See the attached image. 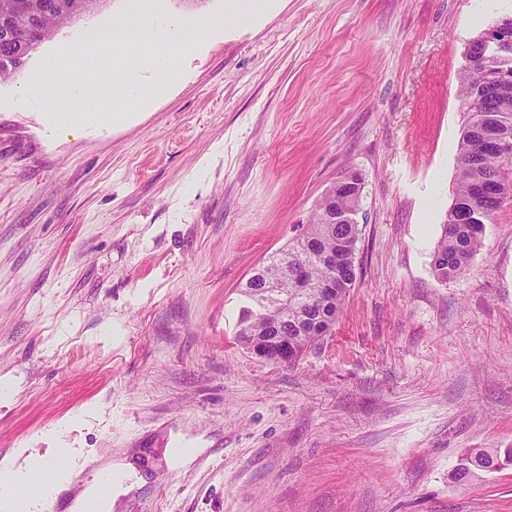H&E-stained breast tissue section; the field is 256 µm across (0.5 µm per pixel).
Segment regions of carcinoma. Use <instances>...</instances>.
Masks as SVG:
<instances>
[{"label": "carcinoma", "mask_w": 512, "mask_h": 512, "mask_svg": "<svg viewBox=\"0 0 512 512\" xmlns=\"http://www.w3.org/2000/svg\"><path fill=\"white\" fill-rule=\"evenodd\" d=\"M14 2L0 0V80L13 76L31 52L57 30L97 11L105 0H29L25 7H17ZM30 30L38 33L34 42L26 38ZM498 79L504 89L500 108L495 112L475 109L477 101ZM458 95L470 111L458 142L455 207L441 225L432 259L434 274L444 282L462 275L481 246L485 225L466 223L477 205L478 185L489 186L495 177L508 180L492 150L477 154L476 140L512 139V57L491 58L482 66L463 71ZM360 201L358 190L353 195L340 192L333 202L325 198L318 203L304 234L288 245L298 268L280 282L281 305L256 308L253 294L261 285V277L248 278L240 290L243 305L238 313L237 340L241 345L246 347L257 340L273 347L283 341L297 357L317 340L308 327H298L311 311L298 308L294 300L303 297L316 307L329 299V288L334 283L336 308H341L356 280L359 225L353 220Z\"/></svg>", "instance_id": "1"}]
</instances>
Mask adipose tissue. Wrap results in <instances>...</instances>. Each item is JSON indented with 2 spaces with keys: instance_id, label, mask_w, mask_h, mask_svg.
<instances>
[{
  "instance_id": "obj_1",
  "label": "adipose tissue",
  "mask_w": 512,
  "mask_h": 512,
  "mask_svg": "<svg viewBox=\"0 0 512 512\" xmlns=\"http://www.w3.org/2000/svg\"><path fill=\"white\" fill-rule=\"evenodd\" d=\"M216 29L213 21L173 20L157 25L149 16L104 26L103 36L86 32L71 57L86 75L98 72V50L111 48L145 59L148 69L169 68L175 50ZM87 464L82 449L53 439L51 448H25L0 459V512H40L43 502L67 485Z\"/></svg>"
}]
</instances>
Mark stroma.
<instances>
[{"label": "stroma", "mask_w": 512, "mask_h": 512, "mask_svg": "<svg viewBox=\"0 0 512 512\" xmlns=\"http://www.w3.org/2000/svg\"><path fill=\"white\" fill-rule=\"evenodd\" d=\"M106 0L0 82V457L66 439L72 512L125 464L113 512H512V201L466 273L432 271L467 113L465 46L512 0ZM151 13L222 36L145 72L135 110L111 51L98 133L28 87L86 29ZM362 179L357 280L289 364L237 340L240 289L299 237L324 191ZM197 449L170 466L171 448ZM228 15L250 14L258 16L273 10L279 0H227Z\"/></svg>", "instance_id": "stroma-1"}]
</instances>
